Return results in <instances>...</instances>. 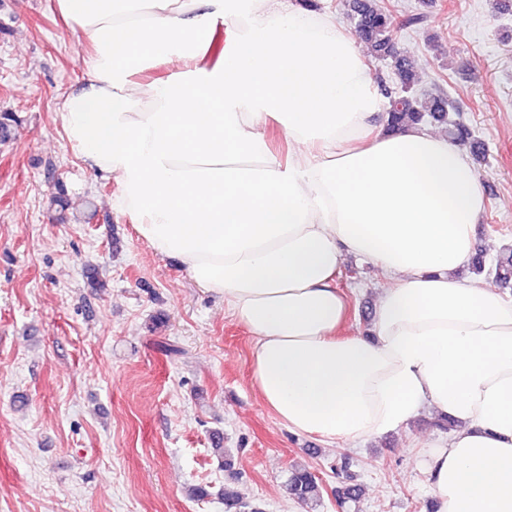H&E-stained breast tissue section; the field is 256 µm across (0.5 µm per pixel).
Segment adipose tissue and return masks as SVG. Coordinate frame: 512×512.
<instances>
[{
	"label": "adipose tissue",
	"instance_id": "1",
	"mask_svg": "<svg viewBox=\"0 0 512 512\" xmlns=\"http://www.w3.org/2000/svg\"><path fill=\"white\" fill-rule=\"evenodd\" d=\"M57 5L90 41L68 144L120 184L111 207L156 255L223 296L280 422L358 442L430 410L453 424L426 460L434 512H512V298L457 276L485 209L465 155L429 126L389 128L353 37L295 0ZM148 61L179 71L138 86ZM350 257L388 282L368 338L343 331Z\"/></svg>",
	"mask_w": 512,
	"mask_h": 512
}]
</instances>
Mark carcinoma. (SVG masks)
<instances>
[{"instance_id": "obj_1", "label": "carcinoma", "mask_w": 512, "mask_h": 512, "mask_svg": "<svg viewBox=\"0 0 512 512\" xmlns=\"http://www.w3.org/2000/svg\"><path fill=\"white\" fill-rule=\"evenodd\" d=\"M351 18L355 21L358 35L379 60H388L392 65V77L379 79L381 90L387 100L388 124L400 127L434 121L444 126L448 139L464 146L469 140V129L460 115L450 111V103L442 94L421 97L417 94L421 67L417 60L399 51L395 34L403 27L420 26L427 22V15L413 14L398 23L380 0H348ZM474 270L492 276L496 284L507 286L512 283V251L498 258L491 269H486L482 258L474 261ZM290 496L306 503L318 494L315 475L306 467L291 469L287 480ZM340 504L351 506L360 497V485L348 482L336 491ZM225 512H244L246 502L237 488L224 484Z\"/></svg>"}]
</instances>
